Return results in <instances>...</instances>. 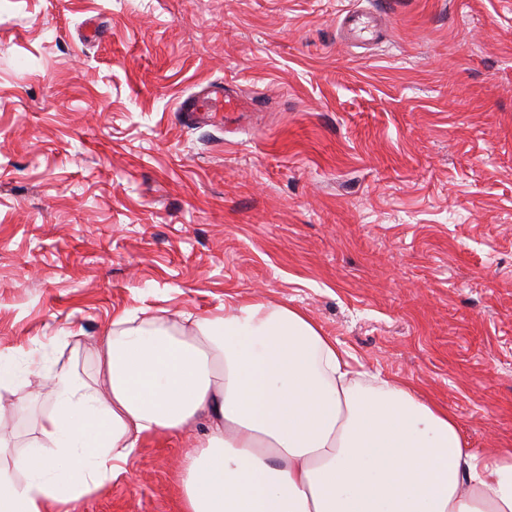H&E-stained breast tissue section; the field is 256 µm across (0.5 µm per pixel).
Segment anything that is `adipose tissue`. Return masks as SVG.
I'll return each mask as SVG.
<instances>
[{"label": "adipose tissue", "instance_id": "1", "mask_svg": "<svg viewBox=\"0 0 512 512\" xmlns=\"http://www.w3.org/2000/svg\"><path fill=\"white\" fill-rule=\"evenodd\" d=\"M85 379L50 374L39 435L0 462V512H60L143 441L208 431L181 461L184 512H512V448H469L448 410L355 379L302 310L112 322Z\"/></svg>", "mask_w": 512, "mask_h": 512}]
</instances>
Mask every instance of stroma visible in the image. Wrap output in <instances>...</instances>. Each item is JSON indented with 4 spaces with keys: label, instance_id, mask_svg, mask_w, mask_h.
I'll list each match as a JSON object with an SVG mask.
<instances>
[{
    "label": "stroma",
    "instance_id": "1",
    "mask_svg": "<svg viewBox=\"0 0 512 512\" xmlns=\"http://www.w3.org/2000/svg\"><path fill=\"white\" fill-rule=\"evenodd\" d=\"M217 82L249 119L182 115ZM230 296L512 448V0H0V357L88 375L114 318ZM49 390L0 415L17 448ZM187 449L76 512H181Z\"/></svg>",
    "mask_w": 512,
    "mask_h": 512
}]
</instances>
